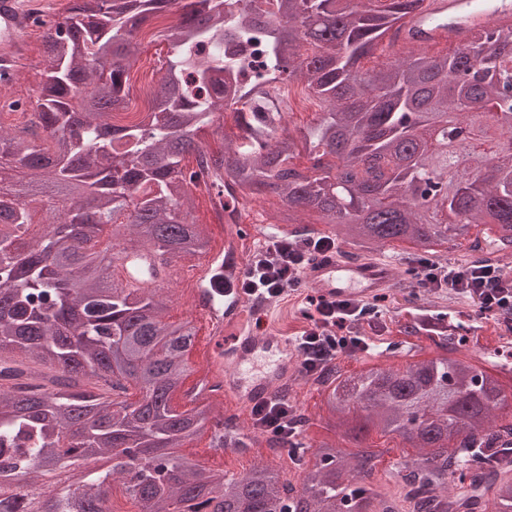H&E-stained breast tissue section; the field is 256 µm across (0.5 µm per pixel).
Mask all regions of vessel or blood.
<instances>
[{
    "instance_id": "obj_1",
    "label": "vessel or blood",
    "mask_w": 512,
    "mask_h": 512,
    "mask_svg": "<svg viewBox=\"0 0 512 512\" xmlns=\"http://www.w3.org/2000/svg\"><path fill=\"white\" fill-rule=\"evenodd\" d=\"M37 12L34 0H0V75L6 79H14L30 62L25 34L34 27ZM509 19L512 0H426L423 9L408 14L393 28L388 48L396 54L405 48L458 47L466 44L475 31ZM184 265L181 259L164 264L150 251L127 248L115 252L112 270L123 286L146 288L174 280ZM243 271L234 247L204 258L195 268L197 287L192 312L207 331V356L200 384H224L239 399L253 402L270 399L282 384L296 378L298 360L291 356L288 340H279L274 370L244 383L243 369L252 364L263 340L244 320L250 300L236 286V278ZM396 278L386 261L331 252L312 257L303 275L307 286L332 299H366L392 287ZM200 384L181 389L178 398L186 403L201 400Z\"/></svg>"
}]
</instances>
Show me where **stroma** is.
<instances>
[{"instance_id":"obj_1","label":"stroma","mask_w":512,"mask_h":512,"mask_svg":"<svg viewBox=\"0 0 512 512\" xmlns=\"http://www.w3.org/2000/svg\"><path fill=\"white\" fill-rule=\"evenodd\" d=\"M31 48V66L9 85H0V97L8 99H34L44 79L43 33L35 31L28 38ZM281 205L276 201H258L244 197L240 207V224L252 226V234L243 236L239 243L242 258H250L254 250L274 236L273 221ZM318 293L310 287H302L287 293L266 307L264 311V333L290 339L299 335L309 324L308 314L312 300ZM384 331H374L371 322L362 321L351 326L352 335L373 341L374 349L355 355H341L337 359L342 374L348 375L366 366L403 368L410 364L441 356L442 350L432 340L419 336L403 340L397 332V322L407 315H418L427 328H435L444 322L449 335L460 340L457 355L484 367L495 376L506 391H512V328L502 325L496 318L480 314L471 301L463 300L445 291L432 292L425 288L395 287L378 296ZM320 386L297 380L293 384L289 400L309 417L306 428L307 441L313 442L326 436V408ZM365 447L377 456L376 468L370 477L377 492L392 501L398 512H408L410 503L406 489L395 476L398 462L415 456L414 448L399 437L370 433L364 441ZM204 464L232 473L255 465H268L277 471L281 481L296 486L300 474L283 458L269 456L266 449H232L222 456H214L207 440L196 441L189 446Z\"/></svg>"}]
</instances>
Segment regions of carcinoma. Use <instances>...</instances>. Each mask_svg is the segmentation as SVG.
I'll list each match as a JSON object with an SVG mask.
<instances>
[{
  "label": "carcinoma",
  "mask_w": 512,
  "mask_h": 512,
  "mask_svg": "<svg viewBox=\"0 0 512 512\" xmlns=\"http://www.w3.org/2000/svg\"><path fill=\"white\" fill-rule=\"evenodd\" d=\"M424 0H72L43 36L45 76L30 102L31 129L0 131V164L64 194L45 209L36 246L21 247L33 214L0 191V377L44 371L37 387L0 385V512H112L115 483L136 512H270L300 499L299 512H397L367 482L376 431L418 449L399 464L411 512H512V423L487 371L448 355L404 370L367 368L360 383L331 365L321 381L327 429L313 443L301 487L267 466L226 479L181 448L210 433L209 447H240L233 419L206 404H173L187 379L195 327L165 320L157 288H125L112 275L130 245L164 261L210 250L193 221L198 176L227 210L249 193L284 205L283 224L315 213L336 242L373 252L394 242L441 264V247L464 239L475 264L512 256V27L479 30L448 55L409 52L366 68L387 32ZM179 8L161 37L169 55L142 119L117 126L127 108L129 63L139 29ZM269 44L268 69L251 71V46ZM300 82L324 112L295 135L284 127L281 85ZM240 134L211 153L200 135ZM467 127L469 148L497 157L448 183L454 151L430 147L431 128ZM309 167L295 163L300 155ZM195 156L196 168L182 165ZM482 227L484 251L471 230ZM110 232L106 255L98 243ZM358 448L346 450L344 443ZM105 455L106 470L81 462Z\"/></svg>",
  "instance_id": "1"
}]
</instances>
